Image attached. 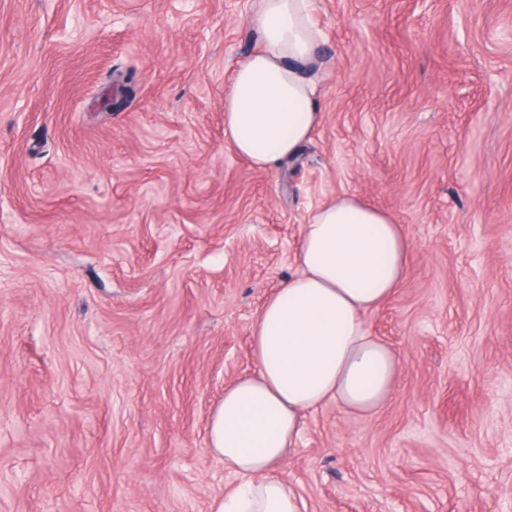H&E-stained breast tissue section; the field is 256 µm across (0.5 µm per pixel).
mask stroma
<instances>
[{
	"instance_id": "stroma-1",
	"label": "stroma",
	"mask_w": 512,
	"mask_h": 512,
	"mask_svg": "<svg viewBox=\"0 0 512 512\" xmlns=\"http://www.w3.org/2000/svg\"><path fill=\"white\" fill-rule=\"evenodd\" d=\"M255 9L0 0V512H212L210 414L344 193L412 241L367 317L401 371L305 412L276 477L303 512H512V0H313L322 122L269 170L224 137Z\"/></svg>"
}]
</instances>
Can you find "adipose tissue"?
I'll use <instances>...</instances> for the list:
<instances>
[{
    "label": "adipose tissue",
    "instance_id": "obj_1",
    "mask_svg": "<svg viewBox=\"0 0 512 512\" xmlns=\"http://www.w3.org/2000/svg\"><path fill=\"white\" fill-rule=\"evenodd\" d=\"M260 49L224 91V135L235 153L270 169L298 154L321 122L309 77L321 33L312 0H260ZM412 242L385 212L343 194L313 209L297 272L252 325L254 372L225 386L208 447L241 482L213 512H300L294 488L272 476L291 453L304 412L333 401L375 412L400 369L365 317L398 288Z\"/></svg>",
    "mask_w": 512,
    "mask_h": 512
}]
</instances>
